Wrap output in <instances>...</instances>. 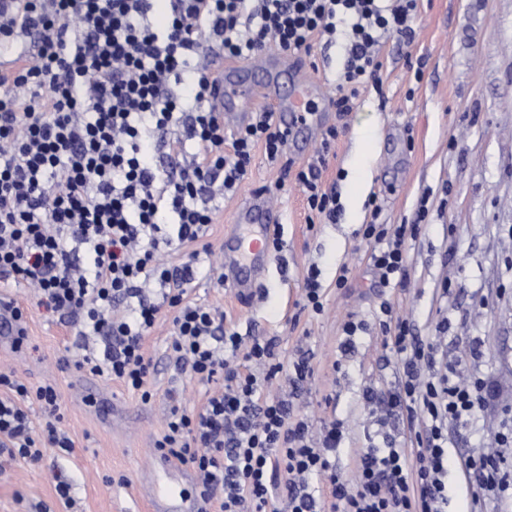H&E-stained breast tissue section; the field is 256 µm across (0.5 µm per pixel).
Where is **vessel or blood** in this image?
Wrapping results in <instances>:
<instances>
[{
    "label": "vessel or blood",
    "instance_id": "1",
    "mask_svg": "<svg viewBox=\"0 0 512 512\" xmlns=\"http://www.w3.org/2000/svg\"><path fill=\"white\" fill-rule=\"evenodd\" d=\"M251 69V74L246 76L238 66L221 64L217 67L212 102L231 123L241 125L251 118L250 113L237 109V100L253 102L270 97L280 121L284 122L293 113L307 111L310 96L320 91L319 83L306 78L302 70L294 69L283 72L294 92L282 93V83L268 78L269 73L278 69V60L271 54L253 60ZM279 223V212L270 204L265 192L259 191L238 211L235 224L224 235L229 247L221 254V265L230 274L232 286L243 301L252 300L255 284L269 271L270 244Z\"/></svg>",
    "mask_w": 512,
    "mask_h": 512
}]
</instances>
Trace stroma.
I'll list each match as a JSON object with an SVG mask.
<instances>
[{"instance_id": "35a3bbf8", "label": "stroma", "mask_w": 512, "mask_h": 512, "mask_svg": "<svg viewBox=\"0 0 512 512\" xmlns=\"http://www.w3.org/2000/svg\"><path fill=\"white\" fill-rule=\"evenodd\" d=\"M278 58L284 67L303 66L335 94L343 64L339 44L321 42L310 54L282 52ZM381 58L383 95L368 89L353 112H328L305 149L286 147L288 167L256 153L247 179L213 216L207 239L214 253L201 258L191 294L226 313L242 340L278 337L285 359L296 345L309 351L314 373L296 405L313 423L331 416L344 421L336 466L349 478L353 449L384 445L365 387L398 384L375 327L381 300L412 319L422 337L434 335L437 322L447 319L444 358L481 378L486 398L468 425L448 427V512H512V488L484 503L479 478L460 469L462 458L481 454L495 435L512 431V0H418L410 32L387 34ZM419 68L420 80L414 77ZM330 126L342 133L322 182L335 190L341 208L335 222L311 226L291 169L313 159ZM258 190L280 210L283 249L246 304L223 280L216 251L225 226ZM373 197L386 224L413 223L419 206L428 209L420 236L406 243L404 287L382 293L372 286L370 246L359 234ZM312 265L325 292L324 310L313 316L297 308ZM344 265L351 274L340 288L336 277ZM446 282L451 289L445 294ZM6 294L24 307L28 337L20 347L0 343V368H12L33 386L56 384L63 428L77 452L61 457L50 451L40 467L17 461L0 472V512H34L42 502L55 512H151L141 488L164 429L165 392L176 387L189 410L201 407L205 393L169 358L170 318L159 319L145 340L157 371L156 396L144 404L120 382L58 365L74 346L75 319L46 314L28 285ZM349 320L364 328L344 353L339 342ZM60 476L72 484V507L56 502Z\"/></svg>"}]
</instances>
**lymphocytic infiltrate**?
<instances>
[{
    "instance_id": "obj_1",
    "label": "lymphocytic infiltrate",
    "mask_w": 512,
    "mask_h": 512,
    "mask_svg": "<svg viewBox=\"0 0 512 512\" xmlns=\"http://www.w3.org/2000/svg\"><path fill=\"white\" fill-rule=\"evenodd\" d=\"M166 20L154 18V0H13L0 9V45L36 37L35 56L0 70V279L32 285L50 315L77 318L83 354L62 365L119 381L142 402L154 396L155 363L144 339L161 317L175 336L177 369L206 387L198 411H187L177 390L167 392L165 427L156 450L196 474L204 512H447L448 427L465 424L483 405L479 379L436 368L435 336H416L412 323L382 301L376 317L400 384L367 387L378 425L407 419L405 447L354 451V478L336 467L344 423L331 418L313 429L292 401L270 397L267 384L287 374L292 385L313 375L308 351L283 363L276 338L249 345L224 316L189 297L214 209L206 197L216 178L225 192L245 180L256 150L281 160L289 132L260 109L225 132L210 104L213 61L202 54L207 33L227 59L247 60L270 47L309 52L315 39L343 35L345 63L336 85V109L352 111L362 90L382 91L383 35L410 28L417 0H164ZM195 91L183 98L186 72ZM188 114L187 137L170 130ZM327 128L315 158L299 167L312 216L335 221L336 192L321 175L336 144ZM196 151L178 175L154 160L158 143L182 154ZM373 205L363 237L370 244L376 285L392 287L406 275L405 242L412 224H382ZM191 245L186 262L170 268L162 247ZM85 251L78 265L76 251ZM162 288L157 300L145 289ZM38 406L41 423L29 409ZM54 384L31 387L0 369V457L38 464L47 450L71 456L74 441Z\"/></svg>"
}]
</instances>
